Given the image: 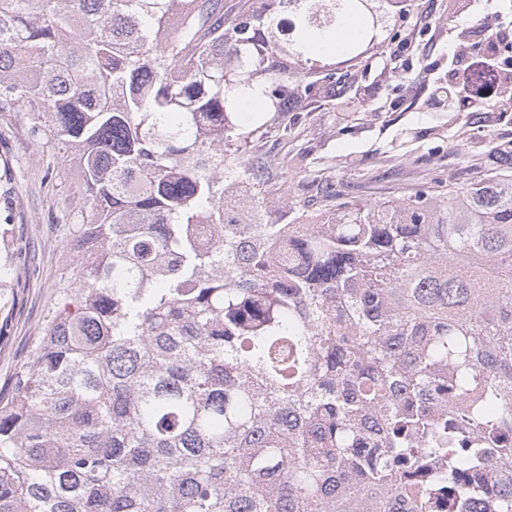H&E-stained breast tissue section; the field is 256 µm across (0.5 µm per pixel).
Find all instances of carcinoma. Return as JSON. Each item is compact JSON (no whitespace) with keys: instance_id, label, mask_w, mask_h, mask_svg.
<instances>
[{"instance_id":"obj_1","label":"carcinoma","mask_w":512,"mask_h":512,"mask_svg":"<svg viewBox=\"0 0 512 512\" xmlns=\"http://www.w3.org/2000/svg\"><path fill=\"white\" fill-rule=\"evenodd\" d=\"M394 2L0 0V112L94 210L0 396V512H512V167L311 215L250 157L249 90L335 100Z\"/></svg>"}]
</instances>
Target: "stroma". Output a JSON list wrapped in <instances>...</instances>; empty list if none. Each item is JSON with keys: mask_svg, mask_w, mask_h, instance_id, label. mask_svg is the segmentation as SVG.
Returning <instances> with one entry per match:
<instances>
[{"mask_svg": "<svg viewBox=\"0 0 512 512\" xmlns=\"http://www.w3.org/2000/svg\"><path fill=\"white\" fill-rule=\"evenodd\" d=\"M402 38L386 41L356 64L336 69L353 81L361 111L326 104L315 112L266 110L270 126L294 125L286 142L269 138L254 152L269 171L287 169L292 201L309 200L330 180L340 201L390 200L424 186H466L512 152V112H472L457 97L452 48L476 28L475 15L455 17L448 0H413L396 17ZM92 212L74 164L42 150L22 111L0 112V224L14 227L19 273L0 282V391L27 361L57 302L74 279L80 255L71 227Z\"/></svg>", "mask_w": 512, "mask_h": 512, "instance_id": "1", "label": "stroma"}]
</instances>
